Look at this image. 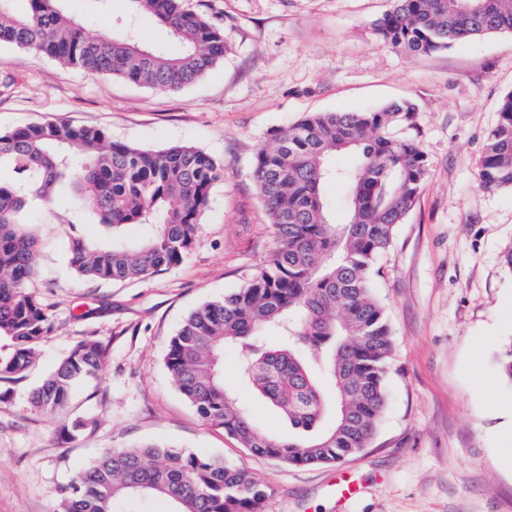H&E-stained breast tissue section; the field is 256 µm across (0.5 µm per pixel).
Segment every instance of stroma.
<instances>
[{
	"label": "stroma",
	"instance_id": "35a3bbf8",
	"mask_svg": "<svg viewBox=\"0 0 512 512\" xmlns=\"http://www.w3.org/2000/svg\"><path fill=\"white\" fill-rule=\"evenodd\" d=\"M224 31L226 51L177 92L90 74L0 45V131L63 118L144 148L196 146L224 164L195 246L149 278L78 277L66 255L67 203L34 209L46 242L32 291L52 330L34 366L0 380V512H57L88 460L157 443L221 458L266 486L267 512H512V382L497 354L512 341V191L479 185V159L502 97L512 92V34L411 56L379 40L390 0H185ZM94 36L127 0H66ZM408 99L428 178L373 289L394 350L386 406L371 444L340 464L292 466L256 456L208 425L175 387L164 356L182 320L244 287L275 246L250 177L275 129L314 112H359ZM109 347L101 374L62 419L95 416L69 442L30 405L32 388L77 342ZM356 484V495L338 489Z\"/></svg>",
	"mask_w": 512,
	"mask_h": 512
}]
</instances>
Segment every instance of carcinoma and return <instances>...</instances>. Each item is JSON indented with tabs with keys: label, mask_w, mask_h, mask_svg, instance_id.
Instances as JSON below:
<instances>
[{
	"label": "carcinoma",
	"mask_w": 512,
	"mask_h": 512,
	"mask_svg": "<svg viewBox=\"0 0 512 512\" xmlns=\"http://www.w3.org/2000/svg\"><path fill=\"white\" fill-rule=\"evenodd\" d=\"M0 0V44L34 49L68 66L149 88L177 91L224 59V30L185 9L182 0H129L133 14L153 15L178 44L157 52L135 34L93 38L66 11L65 0H30L23 15ZM373 24L385 43L411 55L427 54L493 34H512V0H391ZM481 157L485 189L512 191V93ZM395 126L417 128L409 101L367 112H317L273 134L258 150L252 178L273 225L276 246L250 282L192 311L172 337L164 364L183 397L211 425L258 456L291 465L340 463L368 447L386 403L393 352L391 326L372 291L378 256L414 206L427 180L417 140ZM346 152L351 166L331 158ZM224 166L187 145L144 149L114 141L103 129L64 120L0 132V379L34 363L52 329L47 308L30 291L45 245L28 230L34 207H48L73 191L67 222L69 263L93 281L137 280L178 264L196 242L212 189ZM329 182L348 190L345 224L331 222ZM152 227L131 243L125 229ZM101 229L86 235L81 226ZM233 349L241 378L288 422L294 435H265L224 386V351ZM108 346L88 339L74 345L33 389L31 405L53 419L73 388L98 376ZM331 380L326 394L316 383ZM334 421L326 425L329 409ZM97 425L76 421L59 429L72 440ZM171 501L174 512H265L268 492L247 472L209 455L149 443L108 449L82 468L59 512H139V499Z\"/></svg>",
	"instance_id": "1"
}]
</instances>
